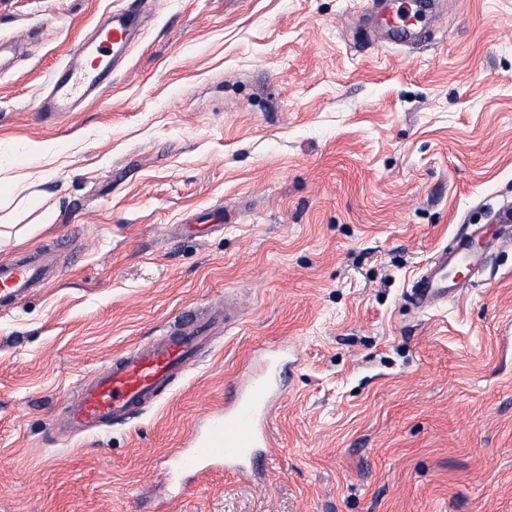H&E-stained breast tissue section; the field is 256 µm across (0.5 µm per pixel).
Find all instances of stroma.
I'll list each match as a JSON object with an SVG mask.
<instances>
[{
    "label": "stroma",
    "instance_id": "obj_1",
    "mask_svg": "<svg viewBox=\"0 0 512 512\" xmlns=\"http://www.w3.org/2000/svg\"><path fill=\"white\" fill-rule=\"evenodd\" d=\"M122 0H0V512H512V0H444L415 47L365 0H155L101 98L55 124L50 72ZM206 224L217 232H203ZM484 228L448 305L406 292ZM242 312L158 403H68L182 310ZM288 344L262 483L167 479L246 358ZM48 269L38 253L24 251L13 261L0 264V307L6 308L23 299L37 282L44 281Z\"/></svg>",
    "mask_w": 512,
    "mask_h": 512
}]
</instances>
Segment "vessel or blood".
I'll return each instance as SVG.
<instances>
[{
	"instance_id": "obj_1",
	"label": "vessel or blood",
	"mask_w": 512,
	"mask_h": 512,
	"mask_svg": "<svg viewBox=\"0 0 512 512\" xmlns=\"http://www.w3.org/2000/svg\"><path fill=\"white\" fill-rule=\"evenodd\" d=\"M430 0H372L369 17L389 42L405 44L419 36V25ZM147 0H126L96 24L90 38L80 42L69 59L48 77L49 92L41 111L53 118L74 111L76 104L99 98L132 43L140 35ZM483 261L476 235L455 238L441 249L414 280L407 296L420 310L447 303L463 286V273L478 270ZM48 276L40 254L24 251L0 264V307L23 299L30 288ZM226 310L203 318L185 311L174 328L159 338L134 346L113 359L110 370L85 386L71 403L69 416L80 427L97 428L123 420L154 406L159 392L183 375L215 327L228 322ZM288 348L280 346L249 362L224 396V408L197 422L188 448L176 456L175 476L206 474L224 466L243 480H254L270 443L268 420L283 393L279 378L287 369Z\"/></svg>"
}]
</instances>
